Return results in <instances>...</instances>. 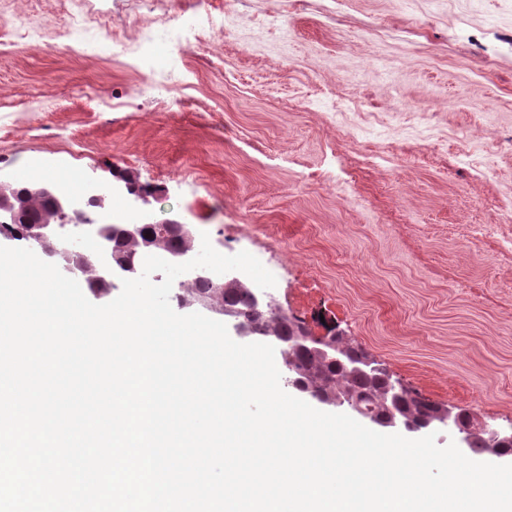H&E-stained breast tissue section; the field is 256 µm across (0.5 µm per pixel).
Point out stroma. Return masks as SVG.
<instances>
[{
    "mask_svg": "<svg viewBox=\"0 0 512 512\" xmlns=\"http://www.w3.org/2000/svg\"><path fill=\"white\" fill-rule=\"evenodd\" d=\"M65 164L149 186L151 221L251 253L313 333L512 428V0H0V180Z\"/></svg>",
    "mask_w": 512,
    "mask_h": 512,
    "instance_id": "35a3bbf8",
    "label": "stroma"
}]
</instances>
